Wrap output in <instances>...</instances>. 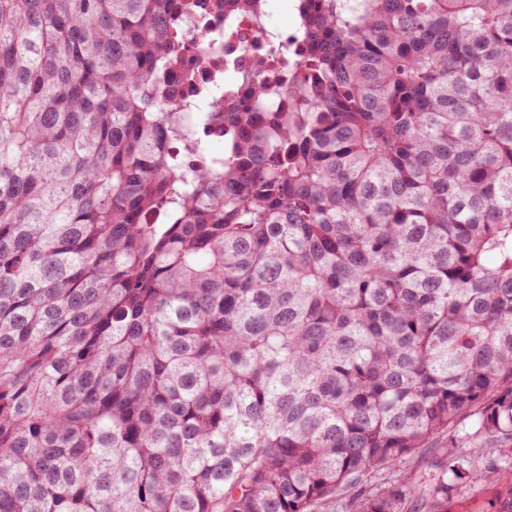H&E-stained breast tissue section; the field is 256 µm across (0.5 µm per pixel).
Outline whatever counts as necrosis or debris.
Segmentation results:
<instances>
[{
  "mask_svg": "<svg viewBox=\"0 0 512 512\" xmlns=\"http://www.w3.org/2000/svg\"><path fill=\"white\" fill-rule=\"evenodd\" d=\"M255 2L254 16L227 15L209 7L185 18L183 26L194 41L193 58L200 63L198 83L227 96L238 94L245 61L260 57L265 67L259 77L272 88L265 98L266 109L287 112L292 103L281 93L290 79L284 58L297 47L301 15L293 13L288 27L281 28L272 22L277 0Z\"/></svg>",
  "mask_w": 512,
  "mask_h": 512,
  "instance_id": "obj_1",
  "label": "necrosis or debris"
}]
</instances>
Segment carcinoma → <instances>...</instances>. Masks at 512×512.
<instances>
[{
    "label": "carcinoma",
    "instance_id": "cac0c4a2",
    "mask_svg": "<svg viewBox=\"0 0 512 512\" xmlns=\"http://www.w3.org/2000/svg\"><path fill=\"white\" fill-rule=\"evenodd\" d=\"M301 3L294 109L191 132L202 0H0V512H448L512 448V0ZM431 458L432 455L428 454L423 460H411L405 465H398L392 469L371 474L368 477V484L366 488L368 490L372 489V492H375L380 487H384L387 483L402 478L403 476L411 477L417 480L418 477L423 474L424 470L426 469V463L430 461Z\"/></svg>",
    "mask_w": 512,
    "mask_h": 512
}]
</instances>
